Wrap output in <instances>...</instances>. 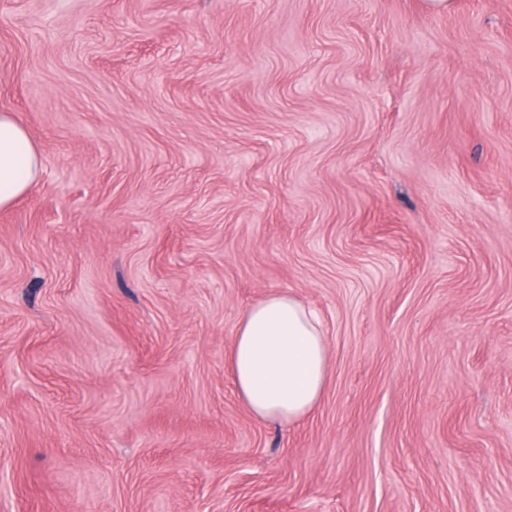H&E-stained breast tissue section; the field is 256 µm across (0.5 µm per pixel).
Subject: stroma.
Instances as JSON below:
<instances>
[{"label":"stroma","mask_w":512,"mask_h":512,"mask_svg":"<svg viewBox=\"0 0 512 512\" xmlns=\"http://www.w3.org/2000/svg\"><path fill=\"white\" fill-rule=\"evenodd\" d=\"M0 512H512V0H0ZM321 317L254 418L242 312ZM41 173V156L12 112L0 109V208L27 193ZM226 366L253 417L297 424L315 409L326 385L325 331L291 295L272 294L241 314Z\"/></svg>","instance_id":"1"}]
</instances>
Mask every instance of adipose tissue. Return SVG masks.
Wrapping results in <instances>:
<instances>
[{
	"label": "adipose tissue",
	"instance_id": "adipose-tissue-1",
	"mask_svg": "<svg viewBox=\"0 0 512 512\" xmlns=\"http://www.w3.org/2000/svg\"><path fill=\"white\" fill-rule=\"evenodd\" d=\"M41 173V156L12 112L0 109V208ZM236 393L256 419L293 425L319 403L328 376L326 334L291 295L275 293L240 316L226 354Z\"/></svg>",
	"mask_w": 512,
	"mask_h": 512
}]
</instances>
